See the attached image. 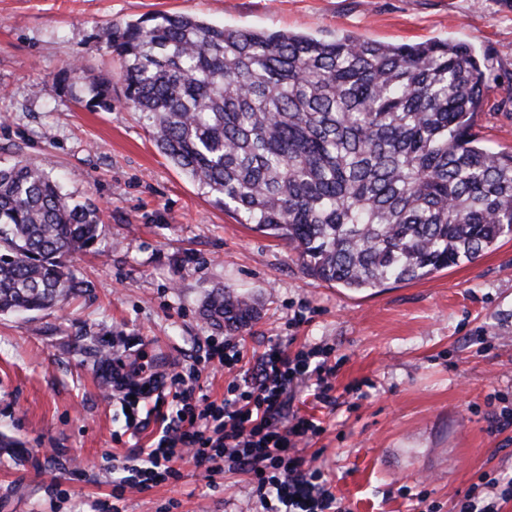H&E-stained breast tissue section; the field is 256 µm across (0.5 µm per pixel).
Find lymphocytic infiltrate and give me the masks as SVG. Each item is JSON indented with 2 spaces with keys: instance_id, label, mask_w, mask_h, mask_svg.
I'll return each mask as SVG.
<instances>
[{
  "instance_id": "obj_1",
  "label": "lymphocytic infiltrate",
  "mask_w": 512,
  "mask_h": 512,
  "mask_svg": "<svg viewBox=\"0 0 512 512\" xmlns=\"http://www.w3.org/2000/svg\"><path fill=\"white\" fill-rule=\"evenodd\" d=\"M320 355L314 349L291 357L275 345L246 370L239 340L228 336L209 340L189 372L165 377L142 363L119 374L116 390L122 406L134 408V393L153 388L167 389L170 400L151 407L160 433L147 447L133 449L128 476L112 482L113 499L123 500L129 488L143 491L180 479L178 461L191 459L210 473L214 462L226 457L235 471L248 475L264 512H349L323 470L299 449L300 443L321 433L320 421L286 412L287 396L300 383L310 384L317 402L331 403L336 368ZM217 366L244 371L242 378L227 384L219 401L196 392L202 371ZM511 500L512 477L481 471L452 512H501Z\"/></svg>"
}]
</instances>
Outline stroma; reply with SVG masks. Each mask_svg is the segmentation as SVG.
Wrapping results in <instances>:
<instances>
[{"mask_svg": "<svg viewBox=\"0 0 512 512\" xmlns=\"http://www.w3.org/2000/svg\"><path fill=\"white\" fill-rule=\"evenodd\" d=\"M332 40L464 41L488 59L474 130L512 150V0H0V164L23 160L101 210L97 243L67 264L86 289L35 313L0 314V512H112V467L126 429L113 403L119 367L188 369L208 337L207 292L251 295L259 317L238 338L247 359L271 346L323 348L335 401L296 388L292 410L324 432L303 449L351 512H451L477 472L512 475V239L426 279L349 291L307 276L287 241L238 223L157 149L123 95L100 25L159 13ZM79 62L75 88L59 72ZM112 84L104 109L90 83ZM303 310L307 321H288ZM126 491L125 512H262L247 475Z\"/></svg>", "mask_w": 512, "mask_h": 512, "instance_id": "obj_1", "label": "stroma"}]
</instances>
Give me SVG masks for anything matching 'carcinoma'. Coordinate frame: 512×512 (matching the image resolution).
I'll return each mask as SVG.
<instances>
[{
	"mask_svg": "<svg viewBox=\"0 0 512 512\" xmlns=\"http://www.w3.org/2000/svg\"><path fill=\"white\" fill-rule=\"evenodd\" d=\"M124 96L159 151L241 224L292 245L349 290L424 279L512 236V151L473 131L488 59L463 41L395 44L230 28L163 13L106 24ZM111 105L112 87L90 86ZM99 213L47 171L0 166V314L84 287L63 259ZM204 315L239 332L254 302L214 288Z\"/></svg>",
	"mask_w": 512,
	"mask_h": 512,
	"instance_id": "obj_1",
	"label": "carcinoma"
}]
</instances>
